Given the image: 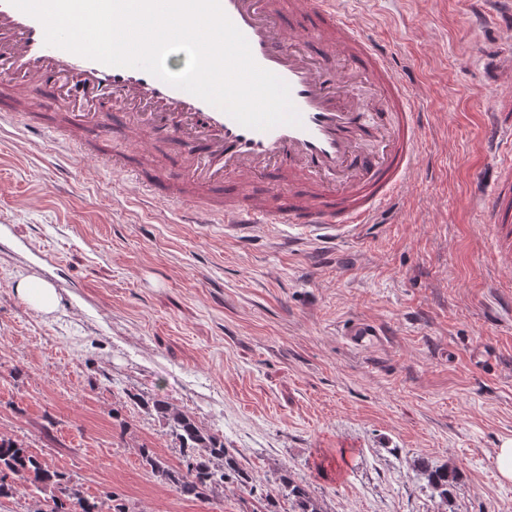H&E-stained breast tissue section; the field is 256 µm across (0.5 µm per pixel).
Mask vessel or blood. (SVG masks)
<instances>
[{"instance_id": "1", "label": "vessel or blood", "mask_w": 512, "mask_h": 512, "mask_svg": "<svg viewBox=\"0 0 512 512\" xmlns=\"http://www.w3.org/2000/svg\"><path fill=\"white\" fill-rule=\"evenodd\" d=\"M255 61L284 80L302 124L256 130L146 71L108 66L46 45L39 21L0 0V73L17 88L0 98V118L26 100L98 129L104 110L127 117L132 141L177 139L184 146L181 182L154 175L153 192L225 188L226 224H295L334 242L405 188L418 166L419 132L428 114L397 76L391 57L335 0H222ZM486 143L495 185L488 222L499 266H512V57L501 62L491 96ZM255 181L281 186L274 202L240 203ZM351 345L377 344L383 331L352 320L341 329Z\"/></svg>"}]
</instances>
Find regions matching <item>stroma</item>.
Listing matches in <instances>:
<instances>
[{"label":"stroma","instance_id":"stroma-1","mask_svg":"<svg viewBox=\"0 0 512 512\" xmlns=\"http://www.w3.org/2000/svg\"><path fill=\"white\" fill-rule=\"evenodd\" d=\"M393 56L432 122L419 171L330 249L262 224L233 237L223 221L185 224L210 193L165 204L100 150L152 154L179 174L182 146L124 142V116L102 113L111 142L62 115L0 120V438L72 475L102 512H259L228 483L201 501L143 467L152 448L181 459L156 397L223 437L258 483L281 470L322 512H512L494 450L512 440V270L494 266L485 230L492 161L486 91L512 55V0H336ZM55 256L53 265L42 254ZM53 281L57 312L16 294ZM385 331L354 348L342 325ZM458 474L449 499L420 464Z\"/></svg>","mask_w":512,"mask_h":512}]
</instances>
